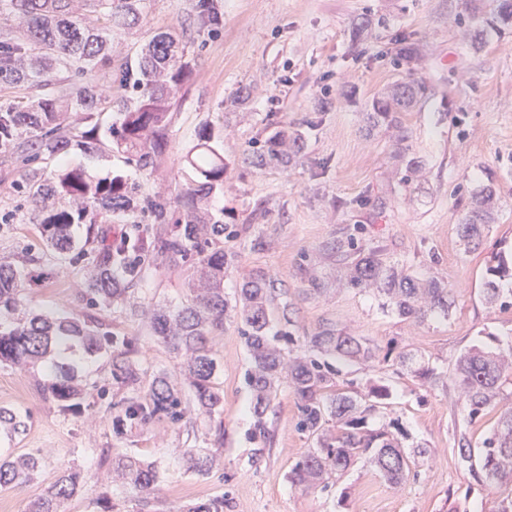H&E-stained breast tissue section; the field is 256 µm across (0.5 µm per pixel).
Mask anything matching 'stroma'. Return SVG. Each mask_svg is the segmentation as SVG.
Listing matches in <instances>:
<instances>
[{
    "label": "stroma",
    "mask_w": 512,
    "mask_h": 512,
    "mask_svg": "<svg viewBox=\"0 0 512 512\" xmlns=\"http://www.w3.org/2000/svg\"><path fill=\"white\" fill-rule=\"evenodd\" d=\"M222 24L204 23L199 0H150L136 28L113 35L112 61L135 58L153 34L182 26L190 75L175 95L170 142L156 172L139 170L125 155L103 149L75 150L40 160L45 171L59 164L80 165L93 176L124 172L146 195L176 196L191 177L185 155L200 132L224 133L230 167L222 190L210 197L216 219L228 224L224 250L233 264L224 279L226 296L263 274L287 292L295 310L291 350L320 325H337L379 346L421 352L442 377L421 385L399 366L373 363L342 366L339 382L364 385L383 379L391 388L387 409L370 426L395 420L406 451L426 449L420 474L400 487L373 467L356 461L329 491H304L288 479L293 462L313 442L297 427V400L280 385L268 414L270 437H253L252 395L245 383L249 357L236 320L228 319L209 344L216 353L215 382L224 394L221 415L200 410L181 375L182 359L151 335L143 310L154 304L178 306L190 298L193 262L149 265L137 285L136 312L89 308L80 296L89 258L47 264L45 283L30 288L26 304L109 322L112 332L132 348L144 380L164 373L182 393L183 416H161L114 433L102 400L120 412L125 390L110 384L108 357L62 350L58 361L75 365L84 391L67 407L47 402L41 387L54 372L42 364L32 371L0 364V408L16 411L24 432L0 431V452L39 459L33 480L0 488V512H25L69 467L85 482L68 503L69 512H97L101 496L112 512H181L184 505L220 496L224 512H460L481 507L491 512L493 497L472 479L456 441L460 432L480 438L496 422L491 411L468 420L450 367L486 332L485 342L512 341V309L490 311L480 297L486 264L493 252L512 247V33H488L485 46L465 42L453 19L467 15L470 0H212ZM369 25L354 37L359 19ZM415 43L414 65L396 62L399 40ZM412 75L423 79L428 96L404 113L409 131L398 142L393 131L367 129L365 114L374 95ZM297 129L304 149L288 165L252 169L244 154L273 132ZM424 168L421 181L404 183L409 160ZM14 154H0V256L32 243L37 213L24 202ZM496 186L500 205L495 224L481 246L465 249L457 225L468 195L486 183ZM380 250L384 257L415 273L431 272L454 290L448 318L418 324L383 313L378 300L340 279L347 254L337 243ZM321 294H311L312 286ZM93 448H124L159 468L148 498L109 478L108 466L92 459ZM205 448L220 453L209 474L190 470L186 453Z\"/></svg>",
    "instance_id": "35a3bbf8"
}]
</instances>
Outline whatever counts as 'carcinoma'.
<instances>
[{
    "mask_svg": "<svg viewBox=\"0 0 512 512\" xmlns=\"http://www.w3.org/2000/svg\"><path fill=\"white\" fill-rule=\"evenodd\" d=\"M472 2L470 20L459 17L457 25L466 31L474 48L485 43L488 28L502 34L512 31V0H495L483 25L482 0ZM144 4L145 0H89L90 12L96 16L93 24L72 11L71 0H0V11H8L25 29L20 41L0 40V86L43 90L25 102L0 105V153H11L24 142L30 146L22 158L18 188L38 207L39 217L37 246L24 248L14 262L0 259V310L14 315L9 323L0 322V362L32 370L52 345L74 339L90 356L106 354L112 364V382L131 394L113 420L116 429L145 423L156 415L180 416V390L161 374L142 387L138 360L124 346L113 343L108 322L93 317L58 318L24 309L26 284L44 279L41 264L75 251L72 227L89 224L92 236L78 255L92 257L83 294L91 306L132 310V287L143 278L150 259L160 257L172 264L196 260L190 302L178 308L154 306L151 331L181 355L183 374L197 405L211 415L223 408L224 397L214 382L217 361L208 336L224 327L229 314L240 321L250 360L245 380L254 396V437L268 439V411L279 386L286 382L298 402V429L315 441V447L291 467L294 486L325 492L353 461L363 457L394 486L417 477L425 449L408 454L389 427H366L368 418L391 397L389 387L372 382L361 390L350 382L343 388L336 382L338 370L325 359L333 355L348 362H372L388 355L362 336L326 325L306 337L302 353L286 357L276 341L291 336L285 327L293 326V309L287 301L277 302L273 284L257 275L242 284L234 299L224 295V276L232 264L224 253L228 227L208 209V198L224 186L229 168L219 150V133L207 129L199 136L187 154L196 177L172 200L141 195L138 185L120 172L95 177L66 164L50 173L33 166L39 156L60 154L74 144L84 150L107 146L126 154L139 168L153 169L168 142L174 95L185 83L190 66L184 32L172 27L156 33L135 60L112 70L111 33L138 25ZM93 70L113 72L120 93L104 95L92 81L67 96L50 91L64 80L65 73L76 76ZM427 91L421 79L392 84L374 96L367 113L369 124L402 125L401 113L424 99ZM106 108L118 113V118L102 136L93 116ZM286 137L284 131L273 133L246 157L247 163L258 168L288 164L303 149V140L301 134H293L286 154ZM498 201L492 183L470 195L457 225L467 249L481 245L488 224L495 219ZM138 216L150 218L155 226L127 245L113 240L107 225L125 224ZM343 277L350 287L373 293L383 311L419 323L435 315L447 316L453 303L447 282L409 272L375 249H353ZM482 296L489 308H512V301H507L512 298V251L492 257ZM395 361L414 378L439 381L435 369L415 350H401ZM453 370L462 411L471 420L512 398V343L495 351L472 346L455 359ZM42 392L46 400L61 405L81 395V388L65 372L43 386ZM457 450L469 463L475 481L497 490L493 512H512V409L501 410L481 442L474 444L469 434H462ZM106 453L112 462V481L127 484L141 495L153 493L158 481L154 463L121 448H109ZM216 459L210 452L192 455L190 469L206 474ZM37 468V458L30 455L0 457V488L31 481ZM84 478L80 468L63 471L29 504L27 512H64L65 503L75 496ZM188 512H224V497L198 502Z\"/></svg>",
    "mask_w": 512,
    "mask_h": 512,
    "instance_id": "obj_1",
    "label": "carcinoma"
}]
</instances>
